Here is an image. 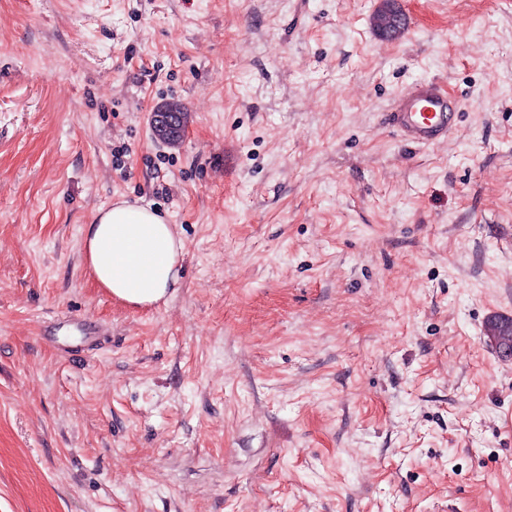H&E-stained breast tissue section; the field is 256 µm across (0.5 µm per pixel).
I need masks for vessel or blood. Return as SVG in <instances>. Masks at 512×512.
<instances>
[{
    "label": "vessel or blood",
    "instance_id": "obj_1",
    "mask_svg": "<svg viewBox=\"0 0 512 512\" xmlns=\"http://www.w3.org/2000/svg\"><path fill=\"white\" fill-rule=\"evenodd\" d=\"M459 109L436 81L424 80L397 98L391 119L408 141L429 146L445 141Z\"/></svg>",
    "mask_w": 512,
    "mask_h": 512
}]
</instances>
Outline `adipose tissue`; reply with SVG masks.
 <instances>
[{
	"instance_id": "adipose-tissue-1",
	"label": "adipose tissue",
	"mask_w": 512,
	"mask_h": 512,
	"mask_svg": "<svg viewBox=\"0 0 512 512\" xmlns=\"http://www.w3.org/2000/svg\"><path fill=\"white\" fill-rule=\"evenodd\" d=\"M83 243L90 275L123 302L152 304L179 285L183 241L149 208L114 202L84 227Z\"/></svg>"
}]
</instances>
